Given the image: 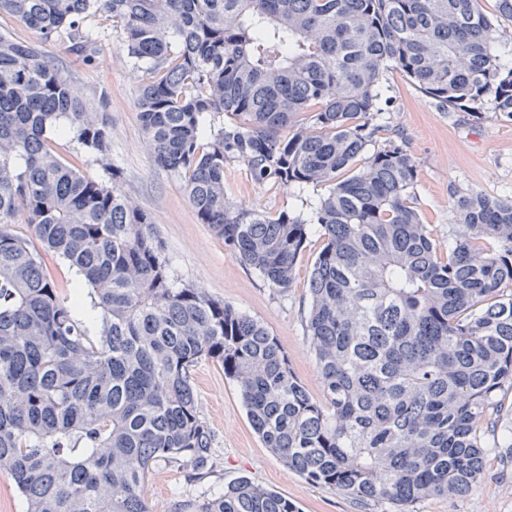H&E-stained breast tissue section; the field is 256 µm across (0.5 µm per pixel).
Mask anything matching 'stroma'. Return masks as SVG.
<instances>
[{
	"mask_svg": "<svg viewBox=\"0 0 512 512\" xmlns=\"http://www.w3.org/2000/svg\"><path fill=\"white\" fill-rule=\"evenodd\" d=\"M87 29L92 45L88 56L82 57L70 50L68 42H38L32 29L0 14V33L38 43L43 55L70 75L82 99L106 95L110 159L122 174L121 190L156 225L175 277L205 289L262 324L277 339L308 394L321 400L322 384L305 324L310 305L308 280L322 246L318 234H311L288 289L273 287L243 263L210 225L200 223L181 177L154 162L136 105L142 74L133 68L122 34L107 17L90 20ZM383 89L389 104L376 119L380 127L376 142L396 140L414 157L417 206L437 239H448L450 188L512 199V120L502 118L488 104L474 112L438 108L397 70L385 75ZM226 187L234 204L269 214L308 215L327 193L323 186H256L246 180L239 164L230 167ZM194 386L202 418L214 434L216 463L195 482L188 481L181 468L164 462L155 465L145 485L155 512H169L176 499H192L242 477L281 493L300 512H383L382 505L354 500L288 470L252 430L238 386L225 376L220 364L201 360L194 372ZM500 441V432L484 435L489 447L485 476L472 491L452 498L421 499L411 505V512H512V464L504 463L493 449Z\"/></svg>",
	"mask_w": 512,
	"mask_h": 512,
	"instance_id": "35a3bbf8",
	"label": "stroma"
}]
</instances>
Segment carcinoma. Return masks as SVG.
Here are the masks:
<instances>
[{"mask_svg":"<svg viewBox=\"0 0 512 512\" xmlns=\"http://www.w3.org/2000/svg\"><path fill=\"white\" fill-rule=\"evenodd\" d=\"M495 3L489 15L479 0H0L76 54L88 19L112 18L147 73L137 109L156 163L272 286H291L310 225L323 238L306 315L316 401L263 325L175 278L109 162L105 96L84 101L36 45L0 33V469L26 512H154L155 464L208 473L203 359L238 384L263 445L312 483L396 512L477 486L481 429L512 388V200L452 190L445 244L416 206L414 157L392 140L365 152L391 69L440 108L489 101L512 119V67L493 51L512 0ZM221 113L234 121L203 136ZM61 121L110 180L60 157ZM235 162L255 185L329 193L308 219L234 207ZM54 257L82 277L85 315L48 274ZM170 512L298 509L241 479Z\"/></svg>","mask_w":512,"mask_h":512,"instance_id":"carcinoma-1","label":"carcinoma"}]
</instances>
